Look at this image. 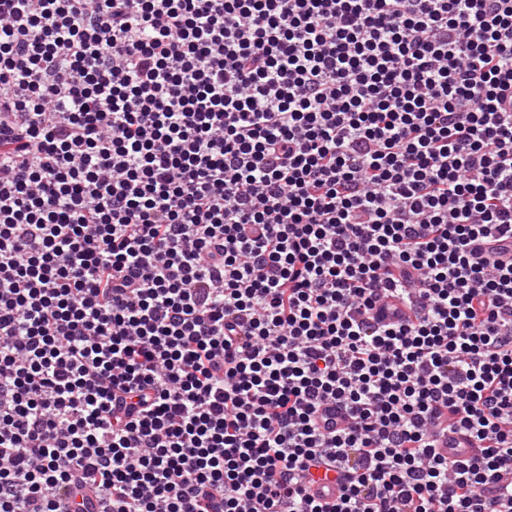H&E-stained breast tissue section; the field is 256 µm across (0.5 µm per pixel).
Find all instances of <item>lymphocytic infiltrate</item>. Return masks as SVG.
<instances>
[{
    "label": "lymphocytic infiltrate",
    "instance_id": "obj_1",
    "mask_svg": "<svg viewBox=\"0 0 512 512\" xmlns=\"http://www.w3.org/2000/svg\"><path fill=\"white\" fill-rule=\"evenodd\" d=\"M510 89L512 0H0V512H512Z\"/></svg>",
    "mask_w": 512,
    "mask_h": 512
}]
</instances>
